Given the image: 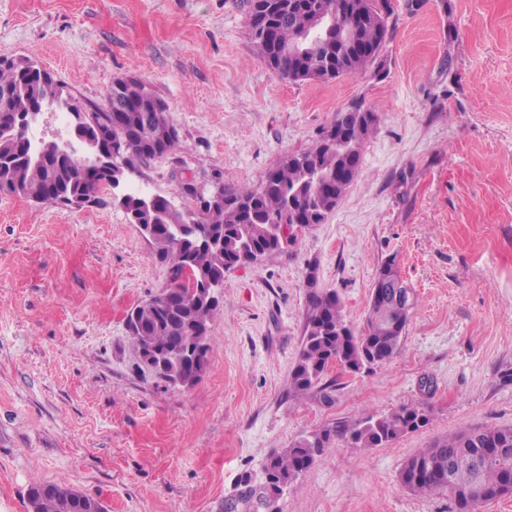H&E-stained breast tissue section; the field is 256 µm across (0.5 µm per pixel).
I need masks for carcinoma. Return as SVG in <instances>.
Masks as SVG:
<instances>
[{
	"label": "carcinoma",
	"instance_id": "obj_1",
	"mask_svg": "<svg viewBox=\"0 0 512 512\" xmlns=\"http://www.w3.org/2000/svg\"><path fill=\"white\" fill-rule=\"evenodd\" d=\"M368 17L364 22L342 11V0H246L251 38L267 65L279 76L296 81H326L343 74H379L384 63L381 51L388 35V20L395 13L391 0H357ZM314 13L332 19V26L316 35L317 48L298 60L291 71L288 47L294 44ZM348 30L354 39L370 47L348 66L336 69V31ZM43 107L67 113L84 112L74 97L65 96L53 76L42 78L41 70L23 64H0V194L21 196L36 203L78 206L96 202L98 193L111 185L93 157L81 161L60 158L55 144L43 145L42 158L33 159L30 146L17 133L18 116L35 111L32 96ZM101 139L112 143L117 160L128 169L169 155L180 144L179 134L161 138L158 127L173 126L168 104L140 80H117L102 109L90 110ZM367 110L358 106L336 113L333 125L347 128L338 139L326 140V132L307 150L278 160L261 187L244 191L224 184L214 204L198 200L194 210L179 207L162 195L148 204L130 194L122 209L133 224L156 225L153 245L160 262L176 276L191 274L194 282L168 285L129 312L132 347L141 353L145 345L160 350L180 349L154 375L178 385L189 380L194 386L207 365L205 350L196 351L200 339H209L210 323L219 304L207 299L204 283L224 280V272L240 256L266 255L278 250V229L291 223L290 204L301 211L304 223L321 224L333 211L354 180L361 165L362 149L376 124L367 121ZM350 170L337 184L325 181L336 170ZM410 309L398 307L386 293H370V311L359 333L344 319L343 305L334 292L312 288L306 301V328L298 359L292 369L290 390L297 396L316 392L328 398L324 378L333 363L345 372L374 370L398 353ZM429 416L418 406L402 407L385 415H363L312 431L288 447L271 453L265 461L266 484H290L309 469L336 440L355 448L389 445L427 425ZM402 486L414 493L448 497L456 512H474L486 501L512 494V427L460 431L438 438L427 448L409 456L400 473ZM481 488L482 494L474 493ZM66 489L35 481L28 502L34 512H59V499Z\"/></svg>",
	"mask_w": 512,
	"mask_h": 512
}]
</instances>
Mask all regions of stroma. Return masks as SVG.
Here are the masks:
<instances>
[{"mask_svg":"<svg viewBox=\"0 0 512 512\" xmlns=\"http://www.w3.org/2000/svg\"><path fill=\"white\" fill-rule=\"evenodd\" d=\"M381 76L289 81L252 43L243 0H0V55L27 56L85 108L134 78L164 99L180 147L128 186L257 189L337 112L379 114L358 175L295 244L224 274L208 366L191 388L137 367L126 314L169 284L113 203L0 195V512L50 481L107 512H454L402 487L405 460L462 430L512 426V0H415L388 23ZM396 257L415 306L398 354L332 370L328 398L289 389L307 275L365 321ZM429 422L392 444L335 442L273 505L245 499L300 436L403 406Z\"/></svg>","mask_w":512,"mask_h":512,"instance_id":"obj_1","label":"stroma"}]
</instances>
